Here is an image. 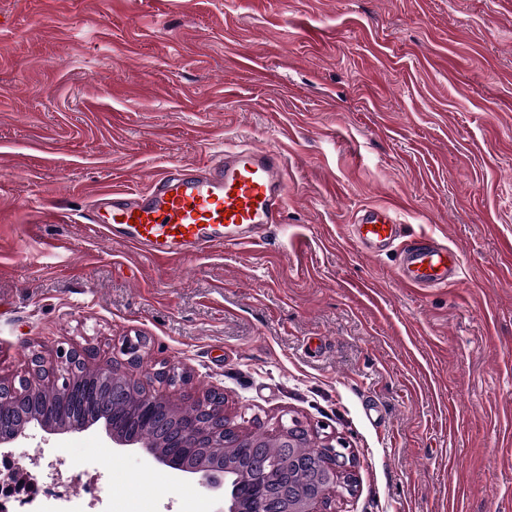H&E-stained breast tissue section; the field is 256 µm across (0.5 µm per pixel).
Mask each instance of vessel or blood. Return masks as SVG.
I'll return each mask as SVG.
<instances>
[{"label":"vessel or blood","mask_w":512,"mask_h":512,"mask_svg":"<svg viewBox=\"0 0 512 512\" xmlns=\"http://www.w3.org/2000/svg\"><path fill=\"white\" fill-rule=\"evenodd\" d=\"M284 156L275 147L225 152L204 171L160 174L139 192L107 191L95 201L94 223L148 258L176 261L215 247L257 243L280 223L287 199ZM355 247L370 257L394 250L395 275L407 288H444L460 280L457 250L432 239H405L393 207L360 209L350 226Z\"/></svg>","instance_id":"obj_1"}]
</instances>
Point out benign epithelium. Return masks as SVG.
<instances>
[{"instance_id": "1", "label": "benign epithelium", "mask_w": 512, "mask_h": 512, "mask_svg": "<svg viewBox=\"0 0 512 512\" xmlns=\"http://www.w3.org/2000/svg\"><path fill=\"white\" fill-rule=\"evenodd\" d=\"M144 347L141 339H128L120 347V353L127 356V363L134 364L140 359ZM89 358L90 351L79 348H58L55 355L48 359L38 354L34 357L35 378L25 382L22 388L13 383L7 384V390L0 391V402L7 399L15 403L28 402L33 400L35 393L40 389L54 390L61 397H67L74 389L77 367L86 365ZM127 383L140 392L144 407L163 405L168 409L177 410L164 391H150L144 383L130 378L127 379ZM225 418L224 405H201L192 416L181 419L174 439L175 447L204 448L209 454L229 461L234 458V449L244 442L255 448H299L301 439L306 438L313 448L314 456L320 460L325 470L322 484L313 492L290 494L275 500L271 497L269 489L282 474L298 464L293 454L271 459L268 467L255 479L249 478L246 474H238L233 479V469L230 466L225 468L222 476L209 465H199L190 469L170 457L159 454L144 441L109 430L106 434L112 439L114 447L138 448L158 464L180 473L190 472L200 486L222 497L224 512H336V496L344 492L353 493L356 483L354 460L336 449L335 437L322 436L310 431L295 417L287 422H278L274 429L260 435L240 426L223 428L221 423ZM37 427L47 433H53L52 427L38 415L29 417L18 427L12 426L9 418L0 415V447H12L27 438L28 432ZM0 463L6 466V471L0 470V512H7V501L21 493L32 495L38 487L36 476L30 472L27 473L28 481L25 487L16 484L18 468L12 465L7 453L0 452Z\"/></svg>"}]
</instances>
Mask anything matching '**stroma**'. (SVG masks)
Segmentation results:
<instances>
[{"mask_svg": "<svg viewBox=\"0 0 512 512\" xmlns=\"http://www.w3.org/2000/svg\"><path fill=\"white\" fill-rule=\"evenodd\" d=\"M240 146L285 159L257 245L160 262L88 219ZM369 204L457 249L461 280L362 255ZM135 336L133 376L175 370L180 408L215 389L249 430L341 439L336 512H512V0H0V380ZM9 453L89 512L208 500L99 425Z\"/></svg>", "mask_w": 512, "mask_h": 512, "instance_id": "stroma-1", "label": "stroma"}]
</instances>
